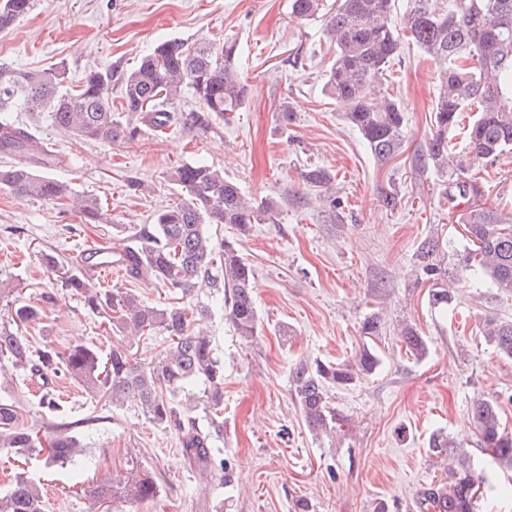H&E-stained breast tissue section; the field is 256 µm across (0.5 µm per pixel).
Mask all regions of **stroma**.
<instances>
[{"mask_svg": "<svg viewBox=\"0 0 512 512\" xmlns=\"http://www.w3.org/2000/svg\"><path fill=\"white\" fill-rule=\"evenodd\" d=\"M335 10V0H322L315 16L300 19L290 0H35L29 14L0 33V64L23 71L59 66L71 87L100 65L130 72L166 39L220 45L233 38L248 85L230 122L192 125L186 116L199 104L188 93L178 106L184 121L167 133L147 129L111 145L72 137L45 112L35 123L28 113H14L17 125L34 126L57 155L50 177L98 199L109 217L91 224L68 204L0 191V282L19 287L26 303L42 308L23 331L35 348L84 345L104 354L118 344L80 295L47 271L42 256L59 254L73 266L88 244L111 245L126 225L150 223L156 210L183 197L167 180L172 166L202 162L223 170L253 200L281 202L276 223L252 225L241 236L229 224L216 229L218 238H237L256 270L253 296L263 326L260 345L246 347L220 298H210L204 325L224 358V433L214 445L227 461L231 486L202 490L174 432L136 406L112 409L67 376L57 378L53 390L72 417H95L92 433L80 442L97 467L48 468L37 455L21 466L0 449V470L24 471L36 482L45 512H101L88 486L133 468L152 473L160 487L159 497L139 512H296L300 500L310 512H373L381 501L389 512H415L417 490L445 473L428 448L438 430L471 444L477 474L512 482V471L474 448L468 417L474 399L512 394V359L480 334L485 317L512 318V296L488 293L476 304L469 289H459L458 314L450 320L430 307L427 285L413 274V254L425 236L459 237L447 178L418 160L430 136L438 81L421 51L405 44L390 73L405 112V150L378 165L324 90L333 57L324 29ZM284 103L297 114L287 131L276 121ZM316 166L336 173L341 206L335 216L309 203L316 190L302 174ZM478 186L479 204L512 208V152L488 168ZM385 192L397 196L395 209L383 206ZM95 282L150 302L177 296L163 282L131 280L118 270ZM48 290L56 298L46 304ZM376 310L385 319L382 334L360 335L364 317ZM406 321L430 339L424 359L401 348L396 330ZM284 325L286 337L279 334ZM365 348L379 359L375 372L330 393L351 435L338 448L313 439L292 396L291 365L303 358L348 363ZM41 395L23 371L0 373V401L16 403L24 424L44 416Z\"/></svg>", "mask_w": 512, "mask_h": 512, "instance_id": "1", "label": "stroma"}]
</instances>
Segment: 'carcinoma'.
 I'll list each match as a JSON object with an SVG mask.
<instances>
[{"instance_id": "1", "label": "carcinoma", "mask_w": 512, "mask_h": 512, "mask_svg": "<svg viewBox=\"0 0 512 512\" xmlns=\"http://www.w3.org/2000/svg\"><path fill=\"white\" fill-rule=\"evenodd\" d=\"M319 6V0L291 4L299 17L315 15ZM32 8L33 0H0V32L10 30ZM394 8L395 0H336V12L326 24L334 61L325 74V90L372 157L386 164L403 152L405 116L397 98L376 88L399 58L402 38L408 37L430 62L440 84L423 162L448 177L457 191L452 199L468 203L479 194L475 174L512 151V0H449L444 8L436 0H410L399 23ZM237 61V44L229 39L219 49L176 38L160 42L121 77L118 110L112 101L110 66L90 71L79 85L67 89L65 71L58 67L20 72L0 64V152L15 159L0 169V190L44 201L74 198L67 183L39 173L55 164V156L35 135L14 124L13 109L32 115L47 112L61 131L110 145L135 138L143 126L156 132L170 129L178 120L176 102L188 88L202 103L191 120L207 128L214 117L229 122L244 104L247 87ZM120 111L129 119L121 120ZM458 136L465 142L461 152ZM167 178L185 191L186 198L158 212L153 223L131 227L112 247V264L131 279L160 280L184 297L193 298L203 288L222 294L226 318L239 338L248 346L258 345L262 323L253 297L254 270L236 244L215 239L211 227L233 224L246 233L253 224H274L279 201L254 202L235 181L204 163L175 165ZM303 179L318 190L320 205L336 215V173L315 167L305 171ZM78 203L87 219L106 220L93 199ZM459 223L460 245L429 235L414 253L416 280L429 285V303L441 310L452 305L454 290L460 287L512 293V212L475 206L459 214ZM44 264L63 274L66 287L105 318L114 335L162 333L169 345L147 363L133 360L122 345L112 346L104 356L86 346L62 355L36 349L10 326H0V364L7 362L40 377L46 388L43 404L52 413L41 426L29 427L20 423L15 404L0 402V448L24 458L43 446L48 467L89 466L76 451L77 422L67 420L50 390L53 377L62 373L78 380L87 392L106 398L113 408L133 404L155 425L175 431L190 467L210 480V489L227 484V465L216 461L213 448L224 427V360L211 336L192 331V322L203 321L210 305L199 299L186 306L155 304L131 293L108 294L95 288L93 278L81 268H66L53 255L44 256ZM4 298L17 327L41 315L38 307L21 302L17 288H0V299ZM383 328L380 313L372 312L361 322L360 333L377 336ZM398 336L405 353L417 360L428 355L429 340L416 325L401 324ZM481 336L499 354L512 358V319L487 318ZM378 365L369 350L362 351L354 364L304 359L292 365L294 400L314 438L334 440L341 434L330 391L354 384ZM197 381L207 389L206 427L197 424L191 408L180 399ZM470 415L476 446L512 468V432L502 424L500 401L478 398ZM429 448L448 459V476L418 490V512H478L484 497L507 493L476 475L471 455L450 436L436 433ZM5 478L10 488L0 494V512H44L42 491L32 480L20 473ZM88 493L98 502L117 505L119 512H138L140 505L156 500L159 487L154 477L135 471L120 481L92 485Z\"/></svg>"}]
</instances>
